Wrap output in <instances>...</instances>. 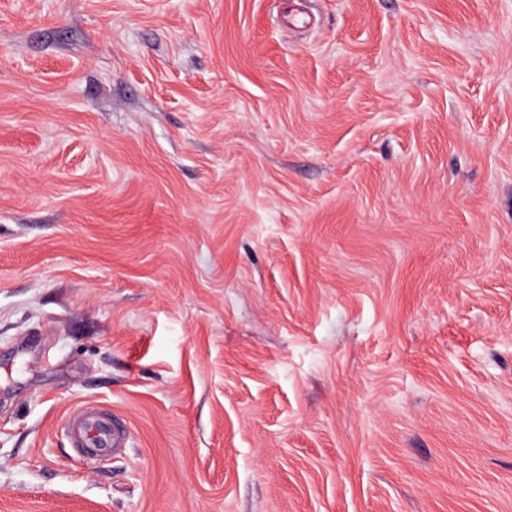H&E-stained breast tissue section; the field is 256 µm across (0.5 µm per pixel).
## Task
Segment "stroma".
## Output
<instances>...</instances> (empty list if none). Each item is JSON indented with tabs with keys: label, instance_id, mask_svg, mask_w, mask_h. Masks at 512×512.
Listing matches in <instances>:
<instances>
[{
	"label": "stroma",
	"instance_id": "stroma-1",
	"mask_svg": "<svg viewBox=\"0 0 512 512\" xmlns=\"http://www.w3.org/2000/svg\"><path fill=\"white\" fill-rule=\"evenodd\" d=\"M0 512H512V0H0ZM72 443L78 451L99 457L119 452L125 447L123 430L113 427L111 416H104L94 406H83L72 417Z\"/></svg>",
	"mask_w": 512,
	"mask_h": 512
}]
</instances>
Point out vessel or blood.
<instances>
[{
	"mask_svg": "<svg viewBox=\"0 0 512 512\" xmlns=\"http://www.w3.org/2000/svg\"><path fill=\"white\" fill-rule=\"evenodd\" d=\"M71 427L74 447L94 457L121 451L126 443L124 431L93 406L79 409L72 417Z\"/></svg>",
	"mask_w": 512,
	"mask_h": 512,
	"instance_id": "b4317fda",
	"label": "vessel or blood"
}]
</instances>
